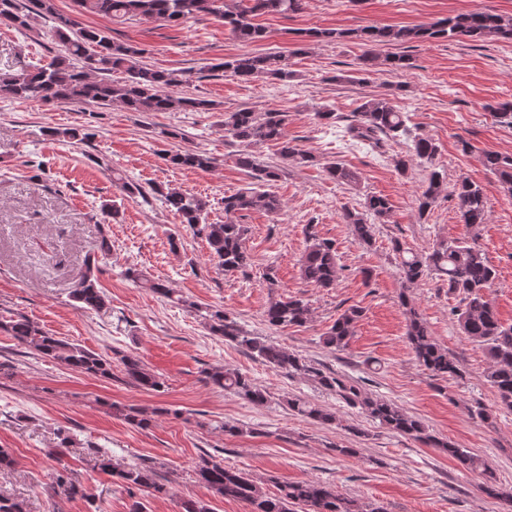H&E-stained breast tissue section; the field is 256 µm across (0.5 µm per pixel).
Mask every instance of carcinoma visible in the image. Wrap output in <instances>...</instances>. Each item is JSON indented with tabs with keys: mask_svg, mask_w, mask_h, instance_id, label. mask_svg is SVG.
I'll return each mask as SVG.
<instances>
[{
	"mask_svg": "<svg viewBox=\"0 0 512 512\" xmlns=\"http://www.w3.org/2000/svg\"><path fill=\"white\" fill-rule=\"evenodd\" d=\"M82 9L111 19L142 17L178 25L183 21L214 16L224 20L230 34L241 42H257L266 37L265 28L256 18L268 14L296 13L302 9L303 0H75ZM26 7L20 0H0V24L19 32L33 30L34 17L55 20L52 36L59 43L62 54L47 65H34L17 73L0 75V96L14 97L43 103H94L110 106L119 102L128 112H169L175 110L206 112L214 109L208 100L181 96L174 89L193 81L191 70H160L141 61L144 49L133 44L116 41L108 32L85 27L73 18L56 11L55 0H30ZM305 37L312 40L333 41L352 37L364 44H408L441 39L500 40L512 41V17L491 12L462 13L425 25L414 26H367L357 30L311 29ZM360 70L372 72L382 66L391 71L411 67L404 55L387 56L383 59L372 52L359 58ZM215 70L231 72L244 82L263 76L288 82L295 77L289 68L288 58L279 53L256 56H236L211 65ZM125 75L123 83L115 85L110 80L114 72ZM407 116L399 111L392 100L377 96L363 102L353 113L352 122L346 128L350 140L368 142L375 147L383 142L397 141L407 133ZM50 136L69 142H84L92 134L83 128H53ZM224 136L239 145L236 164L250 179L249 187L224 196L225 220L222 224L207 221L208 200L189 194L169 185H152L145 189L129 181L117 171H112V182L125 195L144 200L153 197L185 224L194 236L204 239L210 248L211 260L226 273L243 271L250 266L251 256L245 244L246 228L235 217L244 211L259 210L276 214L282 208L280 198L267 190L280 177V169L261 163L252 151L260 143L278 146L280 157L299 164L309 161L288 140L285 132V115L281 112H255L241 108L224 114ZM412 156L422 162L433 163L438 152L435 142L423 136L412 140ZM173 166L208 170L214 167V158L194 149L177 150L164 155ZM482 164L494 174L498 182L512 192V156L487 152ZM327 176L339 185L353 186L358 182L356 171L336 162L325 166ZM445 190V183L437 170L429 174L428 184L418 199L419 214H424ZM452 195L457 200L461 220L470 229V236L451 240H439L431 250L415 252L399 249V263L404 281L414 285L425 277L436 274L448 282V292L461 296L462 307L453 309L458 326L469 339L484 346L491 360L487 380L497 393L501 406L512 410V326H504L489 300V291L496 272L478 243L477 230L488 223V210L483 188L467 179L454 186ZM391 204L383 196H369L363 210H347L343 221L350 225L355 239L370 244L374 226L388 222ZM101 255L88 256L75 276L70 297L80 310H100L106 305V297L100 288L97 273L111 252L107 240L100 245ZM342 266L338 264L335 243L307 235V245L301 260V275L306 281L320 288H334L340 278ZM125 276L140 282L153 293L173 302V289L160 281L149 279L145 273L128 267ZM401 306L407 316V341L416 359L434 377L445 378L459 373L456 361L448 356L431 336L420 318L411 299L400 296ZM311 309L301 298H275L264 311L265 321L272 327L301 326L307 323ZM209 331L224 341L246 350L261 363L298 374L320 387L334 393L346 404L380 425L434 448H440L464 468L483 477L480 489L487 496L512 507V489L504 490L497 485L494 474L477 454L454 444L442 441L427 431L423 423L392 403L374 397L359 386L350 383L334 372H327L276 343L245 331L222 309L209 308L202 315ZM359 312L344 311L322 336L325 347L342 351L354 336ZM0 330L8 333L20 344L38 356L51 359L65 368L88 376L112 378V359L79 344L53 336L24 317H3ZM122 372L132 384L157 391L164 385L162 378L148 370L140 359L132 355L120 357ZM203 381L233 393L249 402L263 406L268 402L267 392L252 380L222 366L204 371ZM112 414L127 424L150 428L168 410L157 408L150 412L126 405L111 404ZM288 408L295 414L320 425H332L336 414L330 409L302 398L288 399ZM97 467L111 475L114 482L131 490L136 488L150 495L169 493L165 484L156 481L155 470L143 465H120L112 462L105 453H94ZM197 481L212 492L228 499L243 501L251 512H383L378 507L362 505L345 497L339 491L320 482L302 481L286 483L275 494L266 493L247 474L227 467L224 462L211 456H203L196 466ZM52 487L68 498L88 497L68 476L67 467L56 470Z\"/></svg>",
	"mask_w": 512,
	"mask_h": 512,
	"instance_id": "cac0c4a2",
	"label": "carcinoma"
}]
</instances>
